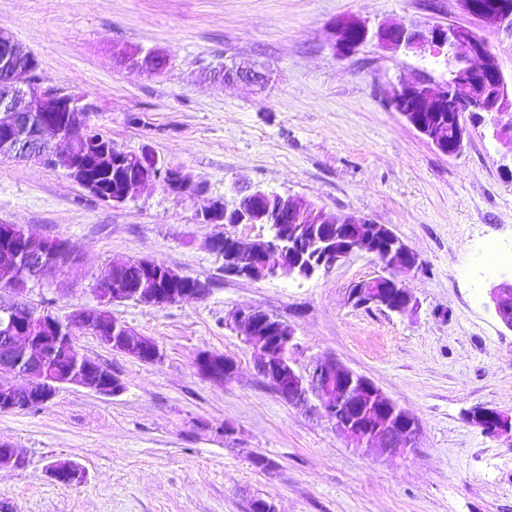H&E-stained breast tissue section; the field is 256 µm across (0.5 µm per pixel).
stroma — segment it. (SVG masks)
I'll list each match as a JSON object with an SVG mask.
<instances>
[{"instance_id":"stroma-1","label":"stroma","mask_w":512,"mask_h":512,"mask_svg":"<svg viewBox=\"0 0 512 512\" xmlns=\"http://www.w3.org/2000/svg\"><path fill=\"white\" fill-rule=\"evenodd\" d=\"M340 17L476 24L457 0H0V32L35 55L46 84L92 102L115 146H149L204 189L157 183L113 206L64 170L0 157V223L65 239L73 256L29 283L28 306L66 316L94 304L111 264L146 258L211 282L200 300L111 305L157 343L159 362L77 332L81 352L121 379L118 396L69 385L38 408L0 412V443L26 461L0 468V512H249L255 496L276 512H512V438L466 419L478 406L512 413V331L487 305L493 279L482 269L486 243L512 250L504 149L477 125L460 154L437 151L387 98L402 79L446 80L444 59L374 43L337 58L328 37ZM133 48L163 52L164 74L125 67ZM234 64L267 79L215 77ZM240 180L391 226L422 261L406 280L413 311L348 303L351 285L378 270L365 252L308 279L224 275L207 248L220 227L196 213L206 198L233 203ZM248 306L293 328L301 373L332 358L415 414L416 446L350 447L321 413L279 399L226 323ZM203 351L231 358L236 376L201 377ZM58 459L77 463L84 481H52Z\"/></svg>"}]
</instances>
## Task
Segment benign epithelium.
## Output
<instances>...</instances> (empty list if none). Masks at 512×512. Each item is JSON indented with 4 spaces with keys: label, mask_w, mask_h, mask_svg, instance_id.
Listing matches in <instances>:
<instances>
[{
    "label": "benign epithelium",
    "mask_w": 512,
    "mask_h": 512,
    "mask_svg": "<svg viewBox=\"0 0 512 512\" xmlns=\"http://www.w3.org/2000/svg\"><path fill=\"white\" fill-rule=\"evenodd\" d=\"M461 12L476 19L486 30L512 28V0H496L491 6L479 5L476 0H458ZM392 51H419L437 58L444 55L452 64L448 80L436 81L421 74L411 81L394 86L388 97L389 107L404 121L425 136L441 153H461L469 137L468 123H487L494 140L506 148L502 154V170L512 178V77L503 72L498 55L482 35L466 25L451 28L433 25L424 30L403 25L384 24L375 29L351 19H339L331 27L328 45L341 59L355 54L370 41ZM164 56L158 51H131L125 63L135 69L154 74L163 71ZM227 81L261 83L264 74L255 69H224ZM410 105L414 111L405 109ZM457 113L450 122L434 117L443 109ZM93 106L83 96L66 91L60 86L44 84L35 76L31 58L18 52L14 40L0 34V141L12 157L49 161L64 165L69 176L83 183L78 153L89 141L86 126L73 119L77 112H91ZM120 161L135 163L142 155L152 153L141 149L126 150L110 147ZM156 183L152 172L142 171L115 203L132 200L144 186ZM236 193L244 195L249 209H240L238 223L252 224V215L258 212L259 202L268 199L269 191L251 186L236 185ZM299 209L298 198L278 196V207L268 223L269 237L245 241L231 234L213 236L209 251L224 261V274L255 280L280 274L284 277L310 278L321 270H328L359 251L374 256L380 271L373 277L354 283L347 301L359 307L378 308L392 313H404L414 305L412 290L394 273L406 274L419 266L418 255L388 226L374 225L375 234L358 233L357 225L370 220L357 215L330 217L321 212L315 224L297 229L288 235L283 229L288 216ZM224 201L208 200L198 211L201 224H221L224 221ZM69 255V245L62 239H48L34 249L29 247L17 253L24 257L27 275L35 278L46 274L59 260ZM139 296V302L163 307L186 298L203 299L206 290L200 283L190 287L157 293L151 288H114L107 292L95 291L97 301L105 303L126 300L127 293ZM489 305L499 323L512 331V278H502L492 284L488 292ZM23 304L0 305L5 319L0 321V337L10 351L0 357V412H13L21 405L41 401L66 385L90 387L89 371L95 360L85 358L74 369L60 368L56 373L22 374L23 387L10 376L17 375L13 362L19 345L33 346L35 356L30 362L45 361V351L59 328L49 319L40 325L44 336L34 340L21 336L14 325L12 314ZM235 326L245 332V342L253 350L258 373L272 387L275 394L290 405H306L315 399L312 408L333 422L336 432L356 448L377 447L386 454H402L416 445L421 433L418 419L408 410L385 396L368 378L359 375L331 358L318 361L304 375L295 370L289 351L294 340L288 324L260 307L238 309L231 315ZM109 345H124L139 350L150 344L145 336L134 338L129 331L121 336L103 335ZM227 360L208 353L197 359L196 369L210 381H224L222 365ZM468 420L485 434L500 436L512 432V414L476 407L468 412Z\"/></svg>",
    "instance_id": "7a95c632"
}]
</instances>
